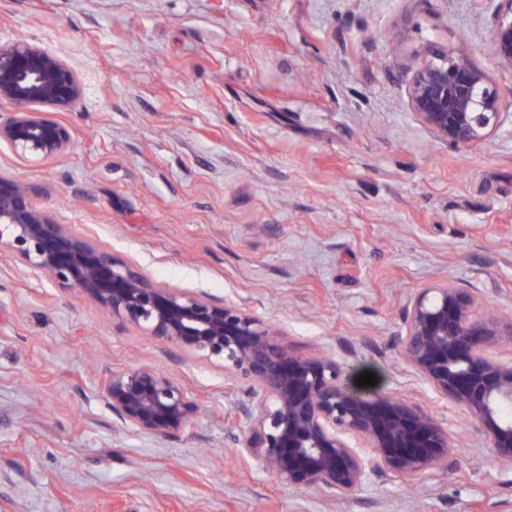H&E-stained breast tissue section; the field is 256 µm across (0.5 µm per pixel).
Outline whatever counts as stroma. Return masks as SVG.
Instances as JSON below:
<instances>
[{"label": "stroma", "instance_id": "1", "mask_svg": "<svg viewBox=\"0 0 512 512\" xmlns=\"http://www.w3.org/2000/svg\"><path fill=\"white\" fill-rule=\"evenodd\" d=\"M495 0H0V40L64 50L83 99L47 109L73 135L0 171L38 207L151 279L244 304L290 350L348 384L412 398L450 426L437 481L366 484L336 504L281 484L235 445L249 384L171 353L77 293L0 260V512H512V468L472 419L406 366L403 306L448 280L512 312V116L453 147L407 86L431 52L466 43L502 97ZM151 364L202 410L156 438L100 393Z\"/></svg>", "mask_w": 512, "mask_h": 512}]
</instances>
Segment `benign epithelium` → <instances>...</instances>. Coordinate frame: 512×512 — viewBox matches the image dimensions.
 <instances>
[{"label": "benign epithelium", "mask_w": 512, "mask_h": 512, "mask_svg": "<svg viewBox=\"0 0 512 512\" xmlns=\"http://www.w3.org/2000/svg\"><path fill=\"white\" fill-rule=\"evenodd\" d=\"M494 32L495 51L512 66V0ZM84 94L59 53L26 40L0 42V99L17 111L0 121V145L29 162L72 147L68 130L34 107L68 108ZM408 97L419 122L456 147L485 143L502 124V99L464 47L434 54L414 74ZM0 256L20 258L62 292L76 291L112 319L170 351L199 358L251 384L238 409L247 423L240 453L281 484L314 487L346 500L366 483L438 480L455 468L454 442L437 414L394 392L359 393L335 360L285 349L282 333L245 307L146 276L92 238L34 206L19 180L0 172ZM479 293L440 280L409 299L400 355L446 403L463 409L499 462L512 465V315L479 313ZM126 428L169 437L193 422L200 402L153 366L112 372L103 384Z\"/></svg>", "instance_id": "7a95c632"}]
</instances>
